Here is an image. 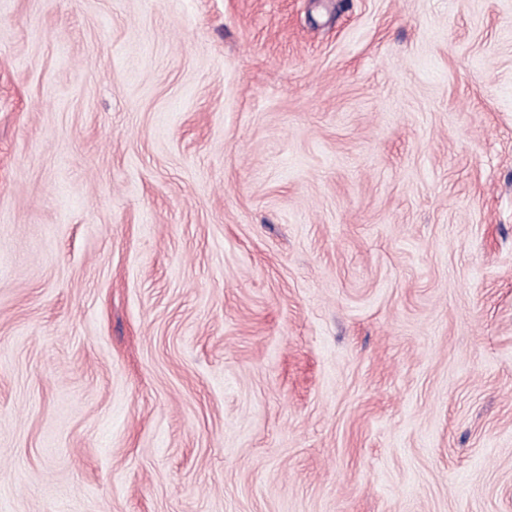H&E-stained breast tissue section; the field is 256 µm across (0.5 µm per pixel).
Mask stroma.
<instances>
[{
    "label": "stroma",
    "instance_id": "stroma-1",
    "mask_svg": "<svg viewBox=\"0 0 512 512\" xmlns=\"http://www.w3.org/2000/svg\"><path fill=\"white\" fill-rule=\"evenodd\" d=\"M0 512H512V0H0Z\"/></svg>",
    "mask_w": 512,
    "mask_h": 512
}]
</instances>
